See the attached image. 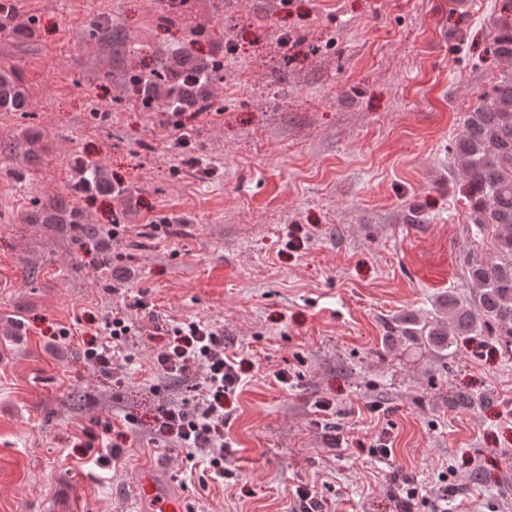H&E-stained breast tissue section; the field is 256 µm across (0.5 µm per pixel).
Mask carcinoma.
I'll return each instance as SVG.
<instances>
[{
	"instance_id": "1",
	"label": "carcinoma",
	"mask_w": 512,
	"mask_h": 512,
	"mask_svg": "<svg viewBox=\"0 0 512 512\" xmlns=\"http://www.w3.org/2000/svg\"><path fill=\"white\" fill-rule=\"evenodd\" d=\"M189 39L172 58L157 61L147 75L129 78L128 90L144 107L156 112H203L215 105L211 86L220 70L215 60L193 55ZM495 56L512 61V0H502L496 30L490 42ZM28 101L16 74L0 70V112H26ZM473 223L495 232V256L490 262H472L469 273L473 291L460 298L448 296V320L416 322L406 318L392 322L390 337H418L444 349L460 336L498 337L500 345H512V74L503 75L485 98L463 120L455 143ZM78 188L112 191L96 165L87 169ZM44 224H77L78 215L55 204Z\"/></svg>"
}]
</instances>
